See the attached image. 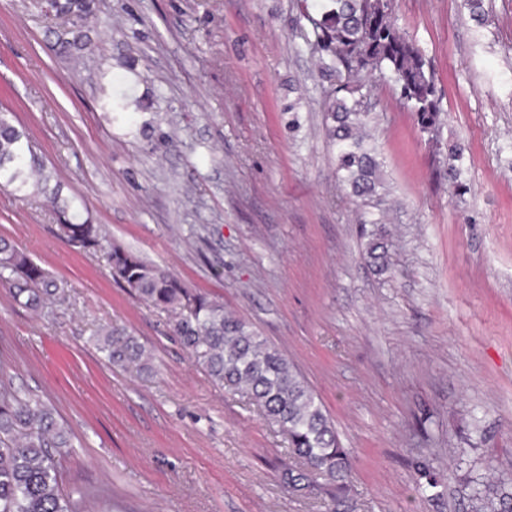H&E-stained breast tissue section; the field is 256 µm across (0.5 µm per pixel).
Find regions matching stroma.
<instances>
[{
  "mask_svg": "<svg viewBox=\"0 0 512 512\" xmlns=\"http://www.w3.org/2000/svg\"><path fill=\"white\" fill-rule=\"evenodd\" d=\"M296 3L93 0L73 24L45 0H0V108L62 197L278 347L354 456L340 502L285 489L279 428L191 361L104 253L61 237L47 193L0 188V235L59 287L36 314L0 285V361L72 434L64 491L105 512H471L479 483L512 493V0H487L483 27L463 0H395L443 112L432 139L390 82L365 94L383 274L336 178V82ZM453 142L463 195L434 160ZM107 325L145 346L146 369L102 360ZM367 224L371 225L369 229ZM381 218H377L368 223L361 224V236L366 238L365 255L368 261L380 273L390 270V256L388 250L387 234L380 225Z\"/></svg>",
  "mask_w": 512,
  "mask_h": 512,
  "instance_id": "stroma-1",
  "label": "stroma"
}]
</instances>
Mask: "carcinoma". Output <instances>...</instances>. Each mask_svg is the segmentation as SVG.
Returning a JSON list of instances; mask_svg holds the SVG:
<instances>
[{"label":"carcinoma","instance_id":"1","mask_svg":"<svg viewBox=\"0 0 512 512\" xmlns=\"http://www.w3.org/2000/svg\"><path fill=\"white\" fill-rule=\"evenodd\" d=\"M59 14L78 18L89 12L88 0L53 3ZM310 24L306 42L318 54L323 74L338 85L326 112V129L336 146V174L361 209L384 212L383 161L369 144L370 113L363 109L365 79L379 77L399 89L423 133L435 130L442 112V93L418 43L396 24L393 0H300ZM464 147L455 145L437 159L457 189ZM35 168L34 146L0 111V184L21 191L27 171ZM68 242L84 248L103 246L102 227L81 219L70 204L57 206ZM377 218L361 225L365 255L379 272L390 270L387 234ZM113 278L151 306L168 312L171 332L188 354L204 365L213 381L248 397L265 417L288 436L295 462L282 466L281 482L294 492L321 488L318 479L346 490L352 454L341 446L335 427L307 382L280 350L259 336L242 318L224 313V304L193 293L168 270L120 247L110 248ZM0 282L9 285L13 301L32 311L56 295L48 273L8 240L0 238ZM97 349L120 368L148 365L144 348L124 331L110 327L95 336ZM72 448L68 429L54 409L37 397L20 396L0 366V512H83L86 495L66 493L58 480L56 456ZM472 512H512V495L498 486L475 489Z\"/></svg>","mask_w":512,"mask_h":512}]
</instances>
